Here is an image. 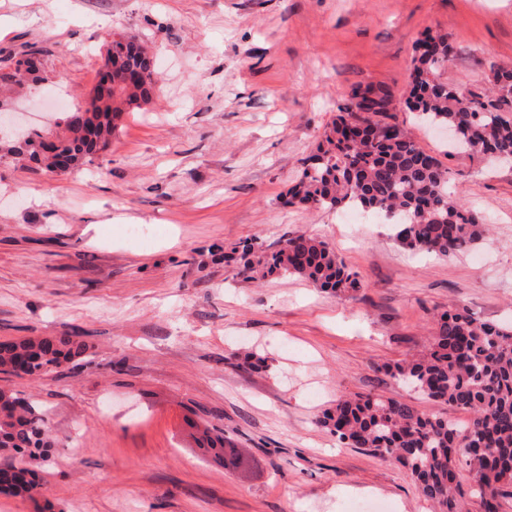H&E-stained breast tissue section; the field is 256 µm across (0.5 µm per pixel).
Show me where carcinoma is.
Listing matches in <instances>:
<instances>
[{
	"mask_svg": "<svg viewBox=\"0 0 512 512\" xmlns=\"http://www.w3.org/2000/svg\"><path fill=\"white\" fill-rule=\"evenodd\" d=\"M410 71L407 109L429 123L457 132V149L492 148L512 160V70H493L489 87L450 84L441 77L452 48L446 33L418 41ZM112 80L97 87L85 110L65 119L59 141L64 170L93 161L108 148L127 109L149 103L156 91L154 59L138 36L116 43ZM25 73L0 69V90L39 79V60L30 53L16 60ZM355 89L324 133L311 165L288 190V204L317 211L358 208L383 217L397 243L411 252L447 258L486 237L483 218L450 189V171L420 149L390 121L392 95L376 92L380 109L366 112ZM0 149L37 163L43 132L27 129L2 137ZM234 261L250 278L296 275L339 293L361 288L358 273L324 241L307 235L285 237L270 251L254 236L233 247ZM89 345L78 336H30L0 344V372L37 382L64 364L87 362ZM395 376L424 397L471 413L464 426L425 415L394 398H341L317 424L355 448L400 464L437 512H465V497L452 457L467 455L474 471L482 512H500L512 487V326L481 321L465 310L439 315L429 353L396 366ZM52 442L45 411L12 389L0 388V475L9 486L0 493L35 498L39 476L34 462H46Z\"/></svg>",
	"mask_w": 512,
	"mask_h": 512,
	"instance_id": "obj_1",
	"label": "carcinoma"
}]
</instances>
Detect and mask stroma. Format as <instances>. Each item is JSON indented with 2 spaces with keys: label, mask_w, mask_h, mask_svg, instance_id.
<instances>
[{
  "label": "stroma",
  "mask_w": 512,
  "mask_h": 512,
  "mask_svg": "<svg viewBox=\"0 0 512 512\" xmlns=\"http://www.w3.org/2000/svg\"><path fill=\"white\" fill-rule=\"evenodd\" d=\"M127 32L156 60V94L108 150L68 173L0 159V342L76 334L96 363L36 383L0 373V388L46 408L55 438L41 496L0 494V512H352L370 497L434 512L399 464L342 446L317 419L344 396L470 419L393 372L428 352L444 311L512 324V167L449 151L404 101L426 32L450 36L448 81L483 87L512 66V0H0V67L41 61L25 97L0 104L65 118L56 90L84 104L107 43ZM356 87L392 94L488 238L438 259L402 249L374 216L284 206ZM299 233L357 272L354 296L249 280L209 252ZM204 426L257 471L205 454Z\"/></svg>",
  "instance_id": "35a3bbf8"
}]
</instances>
